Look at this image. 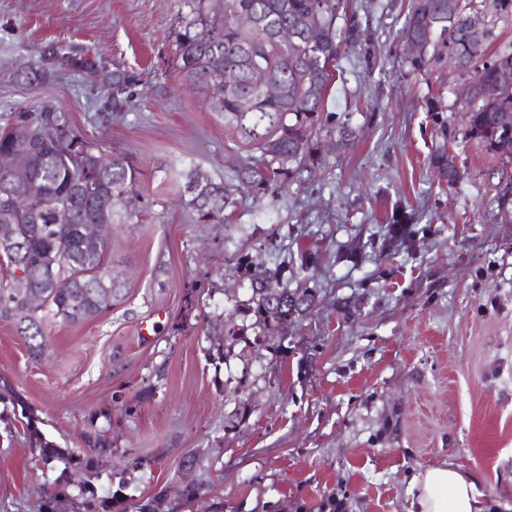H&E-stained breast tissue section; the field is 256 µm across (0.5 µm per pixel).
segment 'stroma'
Listing matches in <instances>:
<instances>
[{
  "instance_id": "1",
  "label": "stroma",
  "mask_w": 512,
  "mask_h": 512,
  "mask_svg": "<svg viewBox=\"0 0 512 512\" xmlns=\"http://www.w3.org/2000/svg\"><path fill=\"white\" fill-rule=\"evenodd\" d=\"M183 0H0V112L52 95L86 137L141 172V211L112 231L127 291L102 319L53 323L33 359L0 318V378L73 452L89 424L112 452L90 480L138 501L190 476L208 490L183 512H409L411 479L453 463L474 476L484 512H512V161L463 140L453 67L415 70L399 34L408 0H353L360 44L342 43L325 99L316 173L261 201L244 195L224 224H199L169 173L222 181L244 156L174 61ZM98 53L140 75L124 111L74 70L8 82L47 42ZM441 100L442 111L429 103ZM447 149L448 185L431 160ZM409 235L393 238L397 218ZM250 261L239 269L238 258ZM278 270L312 306L278 349L224 360L211 327L244 325L248 271ZM204 287L194 306L186 300ZM22 415L0 426V512L48 505V480ZM146 460L133 468L134 459Z\"/></svg>"
}]
</instances>
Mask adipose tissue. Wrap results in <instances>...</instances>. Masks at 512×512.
Returning <instances> with one entry per match:
<instances>
[{
    "label": "adipose tissue",
    "mask_w": 512,
    "mask_h": 512,
    "mask_svg": "<svg viewBox=\"0 0 512 512\" xmlns=\"http://www.w3.org/2000/svg\"><path fill=\"white\" fill-rule=\"evenodd\" d=\"M412 496L411 512H482L474 477L450 463L413 476Z\"/></svg>",
    "instance_id": "ef3b65f1"
}]
</instances>
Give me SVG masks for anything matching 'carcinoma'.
I'll use <instances>...</instances> for the list:
<instances>
[{"label": "carcinoma", "mask_w": 512, "mask_h": 512, "mask_svg": "<svg viewBox=\"0 0 512 512\" xmlns=\"http://www.w3.org/2000/svg\"><path fill=\"white\" fill-rule=\"evenodd\" d=\"M187 14L174 30L175 59L182 80L199 90L207 107L224 117L246 151L255 155L230 165L231 181L216 182L196 170L184 185L182 196L201 224H222L238 208L244 190L258 196L269 186H288L301 171L319 163L314 139L325 126L323 104L333 82L342 42L358 37L354 24L341 28L338 20L348 13L349 0H186ZM512 8V0H411L401 37L424 35L439 29L423 55L411 59L416 69L430 73L449 64L479 85L466 106L463 138L478 140L506 158L512 157V43L486 55V42L470 39L469 26L478 21L490 32L489 18ZM288 27L297 37L274 39L275 31ZM102 61L91 54L74 53L57 42L48 43L41 58L17 69L9 79L17 84H42L60 69L84 73ZM137 75L116 68L111 73L109 98L120 112L131 97ZM278 84L275 97L263 93L266 84ZM54 135L39 137L46 126ZM15 161L9 172L0 170V236L15 234L14 247L0 245L6 276L0 279V317L11 321L27 341L29 352L40 357L47 349L48 323L83 324L101 318L126 292L121 273L112 264V237L103 239L92 255L79 247L83 224H132L138 217V170L124 157L112 155L104 145L86 139L70 123L51 97L17 112L0 113V158ZM433 162L438 173L455 185L460 171L446 150ZM33 184L29 207L14 206L11 194ZM31 224H60L66 235L51 239L27 231ZM34 268L45 277L32 290L45 296L39 307L17 295L18 274ZM110 277L101 282L98 270ZM71 280L72 288L60 293L52 279ZM313 295L305 289L280 286L278 271L252 277L251 295L243 304L259 329L269 326L283 332L295 315L305 312ZM88 450L75 457L47 439H38L37 458L46 471L58 464L75 463L96 474L97 457L111 451L107 431L91 427L84 436ZM74 495L58 486L50 499L63 495L76 512H102L120 508L125 497L115 492L112 505L95 496L85 481ZM203 484L165 489L161 497L182 505L201 498Z\"/></svg>", "instance_id": "1"}]
</instances>
